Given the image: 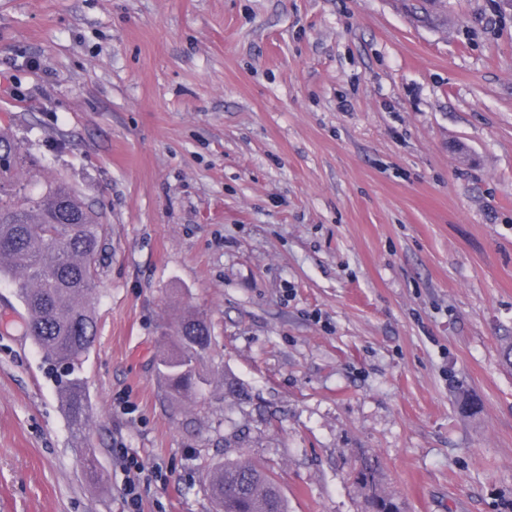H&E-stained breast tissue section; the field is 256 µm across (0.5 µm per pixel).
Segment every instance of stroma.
Segmentation results:
<instances>
[{"mask_svg": "<svg viewBox=\"0 0 512 512\" xmlns=\"http://www.w3.org/2000/svg\"><path fill=\"white\" fill-rule=\"evenodd\" d=\"M408 2L0 0V129L107 226L82 439L0 280V512H127L126 451L142 512H213L240 454L288 512H371L365 462L403 512H512V8ZM170 336L171 352L161 360L167 378V393L171 399L181 400L196 391L200 381L198 363L211 349L213 336L207 320L197 313L184 315ZM123 466L128 474V480L125 486V502L132 510L129 512H140L139 488L141 479H148L154 472L146 473V466L137 455H126L122 457Z\"/></svg>", "mask_w": 512, "mask_h": 512, "instance_id": "1", "label": "stroma"}]
</instances>
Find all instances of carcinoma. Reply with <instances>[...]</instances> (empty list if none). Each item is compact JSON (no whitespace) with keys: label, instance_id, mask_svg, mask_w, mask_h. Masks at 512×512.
Listing matches in <instances>:
<instances>
[{"label":"carcinoma","instance_id":"obj_1","mask_svg":"<svg viewBox=\"0 0 512 512\" xmlns=\"http://www.w3.org/2000/svg\"><path fill=\"white\" fill-rule=\"evenodd\" d=\"M16 155L8 134L0 132V278L12 280L25 309L24 335L47 361L67 368L63 409L79 437L89 425L90 404L75 368L96 334L97 261L107 227L62 181L32 194ZM170 344L161 365L168 395L180 400L200 383L197 365L213 344L209 323L197 313L180 317ZM374 475L368 466L361 472L372 505L398 512ZM205 488L216 512H288L273 475L242 455L209 470Z\"/></svg>","mask_w":512,"mask_h":512}]
</instances>
